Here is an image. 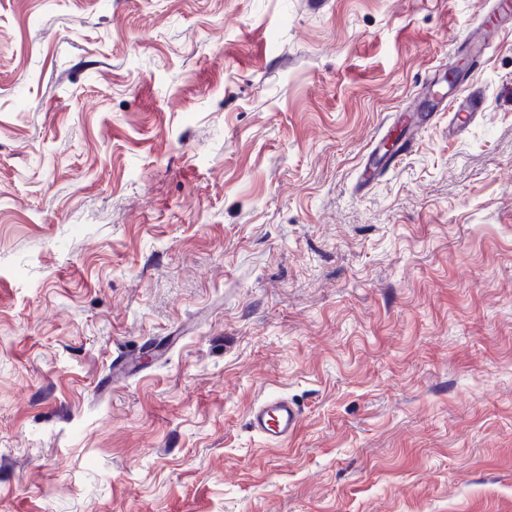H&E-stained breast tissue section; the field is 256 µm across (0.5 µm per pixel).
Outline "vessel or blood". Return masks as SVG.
Masks as SVG:
<instances>
[{
    "label": "vessel or blood",
    "mask_w": 512,
    "mask_h": 512,
    "mask_svg": "<svg viewBox=\"0 0 512 512\" xmlns=\"http://www.w3.org/2000/svg\"><path fill=\"white\" fill-rule=\"evenodd\" d=\"M504 32H512V0H492L490 7L479 9L467 29V43L473 49L471 70L456 92L437 105L438 110L450 112L448 127L459 133L468 128L474 118L483 112L485 99L480 88V76L488 60L492 40ZM411 141L401 143L397 153L383 154L373 147L370 161L363 169L364 182H371L379 170L396 166L408 153ZM300 423L299 409L284 396H269L251 410V430L265 440L282 442L288 439Z\"/></svg>",
    "instance_id": "1"
}]
</instances>
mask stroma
Segmentation results:
<instances>
[{"label": "stroma", "mask_w": 512, "mask_h": 512, "mask_svg": "<svg viewBox=\"0 0 512 512\" xmlns=\"http://www.w3.org/2000/svg\"><path fill=\"white\" fill-rule=\"evenodd\" d=\"M481 2L0 0V512H512V33L360 184ZM434 114L433 112H423L422 114H419L417 112L414 113H402L399 115V126L401 127H408V130L411 131L412 137L408 138L404 142L400 144L399 150L397 153L392 155H386V150L381 154V150L385 149L386 145V136L388 135L389 131L377 142L378 144L376 147L374 145L372 146L371 154L369 155L368 161L366 163V166L363 169L362 175L363 180L362 182L367 184L370 183L374 177L377 175L379 170H382L384 168L389 169L390 167H395L405 156L413 144V137H415L420 127L423 123H426L430 121L433 118ZM376 143V144H377ZM375 144V145H376ZM371 159V163H369ZM300 423L299 409L284 396H269L259 401L251 410V430L265 440L283 442Z\"/></svg>", "instance_id": "stroma-1"}]
</instances>
